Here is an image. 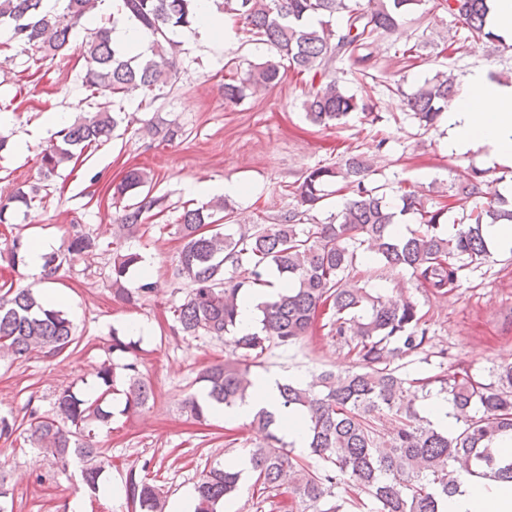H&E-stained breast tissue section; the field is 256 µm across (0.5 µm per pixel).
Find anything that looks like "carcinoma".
Wrapping results in <instances>:
<instances>
[{
	"mask_svg": "<svg viewBox=\"0 0 512 512\" xmlns=\"http://www.w3.org/2000/svg\"><path fill=\"white\" fill-rule=\"evenodd\" d=\"M352 0H223L222 11L253 41L269 46L274 58L258 64L240 82L224 84V99L238 103L259 90L278 85L293 71L325 77L336 59L354 65L368 61L364 51L394 28L410 7L422 0H368L352 7ZM98 0H65L60 13L45 0H0V28L8 41L25 46L39 60L54 59L68 48L75 29L89 18ZM460 17L472 41H491L486 29L487 0H441L436 4ZM341 15L342 28L331 20ZM133 22L149 38L139 51L116 42L112 33L120 20ZM198 21L197 0H119L112 23L87 29L82 41L87 62L84 82L106 95L132 90L161 92L174 85L180 41ZM457 96L456 79L446 71L407 97V106L421 129L433 128ZM376 104L350 94L331 78L309 90L303 109L310 123L321 127L344 124L354 112L370 115ZM126 121L121 112L100 109L59 130L55 142L41 155L47 179L92 144L106 141ZM369 161L351 154L342 164L316 165L306 170L291 194L296 205L269 224L235 225L234 211L224 199L198 207H183L177 229L183 242L177 275L189 291L174 306L173 317L182 333L222 339L236 330L237 301L248 289L265 286L274 271L286 285L259 305L261 331L234 337L241 357L212 364L202 372L209 397L232 407L245 401L251 368L273 346L293 347L310 334L322 315L327 335L348 348L354 369L322 371L308 382L280 387L281 406L303 419L308 457L323 462L314 467L291 454L292 443L279 435L274 414L261 410L250 425L265 432V446L253 450V486L261 493H288L284 512H347L362 510L364 493L373 503L370 512H444L448 498L465 478L512 481V457L501 453L498 440L512 436V363L500 366L494 382H480L463 369L413 378L395 362L426 351L425 314L409 297L398 301L374 295L352 283L358 256L371 254L382 266L410 270L427 291L445 295L470 266L489 261L491 252L482 234L486 224L512 223V210L497 191L483 190V175L472 172L458 192L483 202L463 215L448 231V209L428 206L414 192L400 196L399 211L389 206L380 187L368 182ZM149 175L138 167L126 170L113 196L127 200L120 226L137 232L146 213L161 206L162 198L141 196ZM343 183L351 198L324 222L314 212L323 207L328 187ZM41 186L17 188L0 199V224H7L22 208L30 209ZM419 216L417 228L399 237L392 226L398 214ZM95 239L75 234L62 253L44 256L43 278L54 280L63 262L88 256ZM135 251L112 256V293L129 305L151 295L157 285L148 274L134 290L125 287L128 274L142 268ZM71 321L57 304H41L29 289L0 292V355L14 360L34 351L52 357L78 346ZM132 342L112 330V353L125 358L104 362L97 372V394L86 397L71 387L56 395L53 413L36 409L19 420L0 417V438L25 428L29 441L64 469L73 460L82 464L84 489L98 491L103 449L96 446L92 426L112 418V396L124 402L123 412L149 405L152 389L138 359H129ZM448 401L457 427L446 430L422 414L418 402L432 392ZM242 471L231 465L201 472L195 485V512H216L219 500L239 486ZM125 497L131 512H166L161 488L129 471Z\"/></svg>",
	"mask_w": 512,
	"mask_h": 512,
	"instance_id": "cac0c4a2",
	"label": "carcinoma"
}]
</instances>
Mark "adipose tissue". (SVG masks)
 I'll list each match as a JSON object with an SVG mask.
<instances>
[{
  "instance_id": "adipose-tissue-1",
  "label": "adipose tissue",
  "mask_w": 512,
  "mask_h": 512,
  "mask_svg": "<svg viewBox=\"0 0 512 512\" xmlns=\"http://www.w3.org/2000/svg\"><path fill=\"white\" fill-rule=\"evenodd\" d=\"M443 121L448 128L449 151H477L485 167L512 168L511 80H496L485 71H474L455 104L445 112ZM279 381L274 374L256 378L246 401L233 407L211 403L205 394L200 401L231 421L243 420L262 409L276 412L289 441L304 447L305 433L299 420L280 406ZM446 512H512V482L463 480L458 492L449 499Z\"/></svg>"
}]
</instances>
